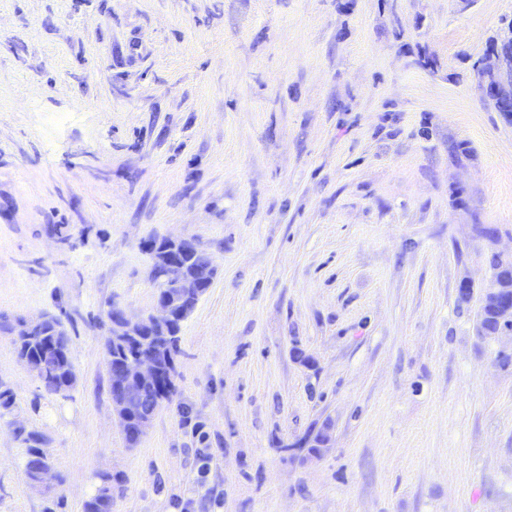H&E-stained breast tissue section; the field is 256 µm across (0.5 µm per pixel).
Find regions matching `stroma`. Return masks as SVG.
Here are the masks:
<instances>
[{
    "mask_svg": "<svg viewBox=\"0 0 512 512\" xmlns=\"http://www.w3.org/2000/svg\"><path fill=\"white\" fill-rule=\"evenodd\" d=\"M511 23L512 0H0V512H84L102 471L112 512H512V333L474 329L512 256V120L472 70ZM166 236L217 274L132 446L107 311L152 309ZM44 314L63 397L14 345ZM54 318L56 317L52 315H41L33 320L20 321L16 333L19 338L15 340V344L20 360L34 365L30 368L26 367L36 377L39 367L35 366L42 364L41 372L37 378L43 390L50 395H59L60 387L66 380L69 381L67 389L69 390L72 387L75 375L69 351V337L61 321L55 319L53 323L46 326ZM45 326L44 336L26 337L40 335ZM51 346H56L60 351L61 362H54L45 357L46 351Z\"/></svg>",
    "mask_w": 512,
    "mask_h": 512,
    "instance_id": "35a3bbf8",
    "label": "stroma"
}]
</instances>
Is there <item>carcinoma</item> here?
I'll list each match as a JSON object with an SVG mask.
<instances>
[{"mask_svg":"<svg viewBox=\"0 0 512 512\" xmlns=\"http://www.w3.org/2000/svg\"><path fill=\"white\" fill-rule=\"evenodd\" d=\"M478 316L483 320L486 334L496 336L505 331V326L495 318V314L483 307ZM183 318L174 322L166 336H130L120 341L108 336L104 342V354L108 369L131 364L136 357L140 343L146 339L159 348L162 377L159 383L148 384L139 396V406L144 413L158 409V398L174 395L175 359L180 352V336ZM18 357L30 365H42L38 380L43 390L50 395L60 394L63 383L73 385L75 375L69 351V337L60 320L46 326L44 335L37 338L21 336L15 340ZM18 437L27 448L26 462L41 457L43 436L37 431L19 430ZM85 512H112V476L101 481L97 493L84 505Z\"/></svg>","mask_w":512,"mask_h":512,"instance_id":"cac0c4a2","label":"carcinoma"}]
</instances>
